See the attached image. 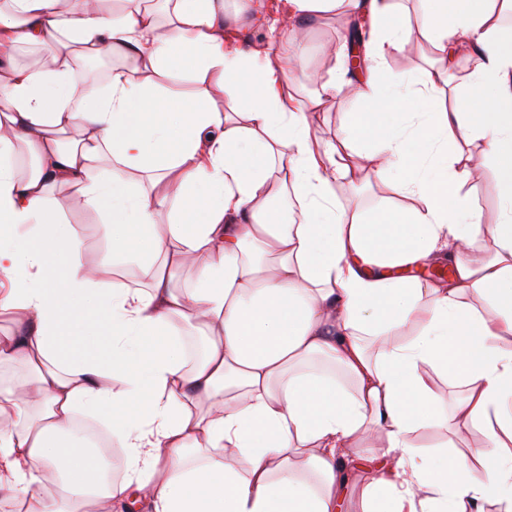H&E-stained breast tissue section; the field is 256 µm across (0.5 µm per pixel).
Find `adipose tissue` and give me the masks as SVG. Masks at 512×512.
Returning a JSON list of instances; mask_svg holds the SVG:
<instances>
[{
  "label": "adipose tissue",
  "instance_id": "1",
  "mask_svg": "<svg viewBox=\"0 0 512 512\" xmlns=\"http://www.w3.org/2000/svg\"><path fill=\"white\" fill-rule=\"evenodd\" d=\"M165 15L111 0H0V498L15 512H343L337 458L361 441L383 453L361 512H512V0H284L273 39L302 20H369L355 113L334 139L310 117L336 94L285 96L302 56L224 47V0H165ZM443 60L383 86L413 35ZM45 60L22 67L16 51ZM470 51L464 106L437 103L455 50ZM120 54L105 89L76 88L86 51ZM248 91L243 112L164 91L174 64ZM412 208L373 215L336 202L358 144ZM480 141L499 219L463 186L457 141ZM30 163L17 172L14 158ZM106 216L111 253L77 256L57 186ZM299 202L286 223L273 209ZM131 264L138 276H118ZM447 267L422 281L417 268ZM103 324L85 335L87 322ZM199 332L202 353L184 338ZM460 379L451 414L425 373ZM103 418L124 448L121 479L77 415ZM484 428L482 447L431 463L420 429Z\"/></svg>",
  "mask_w": 512,
  "mask_h": 512
}]
</instances>
